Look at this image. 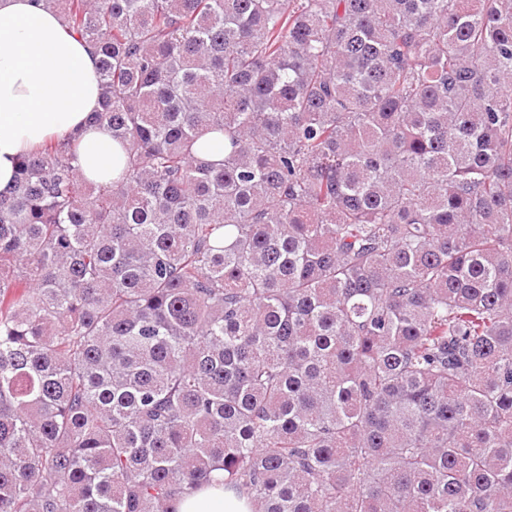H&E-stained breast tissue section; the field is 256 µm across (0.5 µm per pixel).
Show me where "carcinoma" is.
Returning a JSON list of instances; mask_svg holds the SVG:
<instances>
[{
    "label": "carcinoma",
    "instance_id": "cac0c4a2",
    "mask_svg": "<svg viewBox=\"0 0 512 512\" xmlns=\"http://www.w3.org/2000/svg\"><path fill=\"white\" fill-rule=\"evenodd\" d=\"M46 2L125 163L0 192V512H512V0ZM244 499L239 500L233 491L224 486L205 487L182 497L178 512H248Z\"/></svg>",
    "mask_w": 512,
    "mask_h": 512
}]
</instances>
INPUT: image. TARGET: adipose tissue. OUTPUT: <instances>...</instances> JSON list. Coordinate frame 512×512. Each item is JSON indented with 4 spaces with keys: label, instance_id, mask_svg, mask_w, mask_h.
Masks as SVG:
<instances>
[{
    "label": "adipose tissue",
    "instance_id": "1",
    "mask_svg": "<svg viewBox=\"0 0 512 512\" xmlns=\"http://www.w3.org/2000/svg\"><path fill=\"white\" fill-rule=\"evenodd\" d=\"M100 104L96 58L58 16L35 0H0V191L11 188L22 155L52 139L76 138L80 172L111 181L119 149L91 115ZM178 512H248L220 486L182 497Z\"/></svg>",
    "mask_w": 512,
    "mask_h": 512
}]
</instances>
